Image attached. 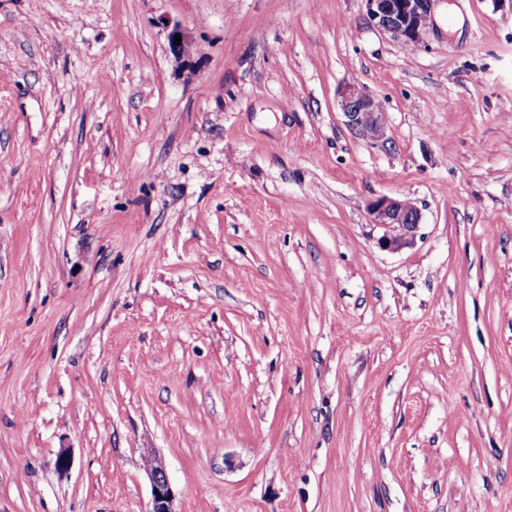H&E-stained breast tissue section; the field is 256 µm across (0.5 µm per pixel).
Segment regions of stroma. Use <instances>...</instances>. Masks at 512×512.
<instances>
[{"instance_id": "1", "label": "stroma", "mask_w": 512, "mask_h": 512, "mask_svg": "<svg viewBox=\"0 0 512 512\" xmlns=\"http://www.w3.org/2000/svg\"><path fill=\"white\" fill-rule=\"evenodd\" d=\"M150 459L177 512H512V0H0V512H148ZM369 23L409 47L429 30L437 0H364ZM340 108L345 125L359 137L380 146L388 144V127L376 100L355 84L342 93ZM371 222L381 231L380 248L398 251L411 246L421 224V213L408 199H383L372 205Z\"/></svg>"}]
</instances>
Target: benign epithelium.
<instances>
[{
    "mask_svg": "<svg viewBox=\"0 0 512 512\" xmlns=\"http://www.w3.org/2000/svg\"><path fill=\"white\" fill-rule=\"evenodd\" d=\"M369 23L380 31L409 47H417L429 30L438 0H364ZM183 35L175 26L168 35L169 48L177 58L188 54L189 44L182 38L175 43V36ZM340 108L345 125L359 137L380 146L388 144V127L384 113L376 100L355 84L348 85L342 93ZM371 223L381 231L377 238L380 248L398 251L411 246L416 240L421 224V213L408 199H383L372 205ZM151 488L149 512H177L175 493L165 469L153 462L147 464Z\"/></svg>",
    "mask_w": 512,
    "mask_h": 512,
    "instance_id": "obj_1",
    "label": "benign epithelium"
}]
</instances>
